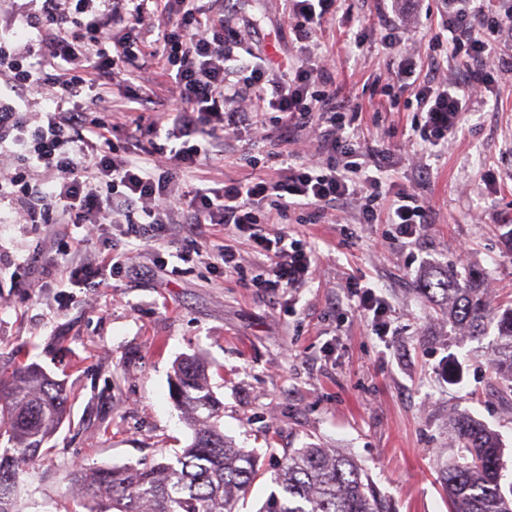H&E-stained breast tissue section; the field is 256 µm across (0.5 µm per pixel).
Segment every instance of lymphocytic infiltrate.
I'll return each instance as SVG.
<instances>
[{
    "label": "lymphocytic infiltrate",
    "mask_w": 512,
    "mask_h": 512,
    "mask_svg": "<svg viewBox=\"0 0 512 512\" xmlns=\"http://www.w3.org/2000/svg\"><path fill=\"white\" fill-rule=\"evenodd\" d=\"M291 29L300 44V62L274 68L265 54L241 56L240 41L224 36L223 19H203L198 0H39L31 22L36 41L19 43L0 31V77L11 99H0V151L16 149L23 171H0V202L22 209L29 224H77L85 238L103 226L122 223L141 242H164L172 220L184 241L205 239L206 227L224 224L247 232L254 247L270 254L274 266L252 276L256 288L285 290L311 278L317 263L304 240L288 232L270 233L271 216L305 210L310 220L365 187L362 216L368 224L394 225L399 237L415 238L429 220L431 205L397 185L385 184L384 164L393 152L381 139L370 148L346 132L345 114L328 89L330 59L313 36L339 0H284ZM445 50L461 72L459 80L436 79L439 57L421 81L415 61L406 58L393 81L379 85L388 107L399 91L411 90L423 122L422 142H447L471 111L476 98L491 93L496 75L511 61L497 44L512 6L493 0H447ZM160 16L154 41L142 37L146 14ZM121 37H113V29ZM161 62L170 78L173 103L146 97L134 123L148 138L152 166L122 152L112 126L81 106L85 88L108 89L115 78L144 72ZM252 101L243 109L239 100ZM45 109L34 111L37 101ZM321 116L325 126L313 159L286 163L278 179L257 176L224 186H184L173 172L200 164L224 144L226 134L260 128L264 138L287 147L297 129ZM55 172L51 184L37 171ZM27 265L33 278L24 287L41 288L46 277L59 287H90L97 269L70 263L48 267L39 256Z\"/></svg>",
    "instance_id": "1"
}]
</instances>
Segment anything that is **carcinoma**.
<instances>
[{
  "label": "carcinoma",
  "instance_id": "1",
  "mask_svg": "<svg viewBox=\"0 0 512 512\" xmlns=\"http://www.w3.org/2000/svg\"><path fill=\"white\" fill-rule=\"evenodd\" d=\"M424 291L445 307L448 327L469 336L495 327L490 366L512 384V303L492 307L480 274L461 280L453 270L428 278ZM171 395L192 431L191 443L176 453V463L149 468L75 467L70 473L84 512H235L259 474L258 460L224 437V405L213 392L205 363L184 357L174 368ZM65 382L36 365L0 374V512H25L19 497L20 465L38 458L43 445L67 418ZM451 431L456 457L442 481L449 512H512V486L501 484V444L479 422L460 415ZM346 455L312 446L291 453L274 474L278 491L259 512H380L369 481Z\"/></svg>",
  "mask_w": 512,
  "mask_h": 512
}]
</instances>
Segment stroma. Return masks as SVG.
I'll use <instances>...</instances> for the list:
<instances>
[{
    "instance_id": "35a3bbf8",
    "label": "stroma",
    "mask_w": 512,
    "mask_h": 512,
    "mask_svg": "<svg viewBox=\"0 0 512 512\" xmlns=\"http://www.w3.org/2000/svg\"><path fill=\"white\" fill-rule=\"evenodd\" d=\"M414 19L395 43L374 41L359 57L346 50L362 26L391 17L388 0H345L314 42L335 55L337 100L360 104L346 122L357 137L389 136L395 151L388 180L431 200L433 213L417 238L397 237L389 224H366L356 203L337 205L318 223L289 215V234L318 254L312 280L286 292L251 287L214 268L209 252L182 262L169 248L125 237L120 224L82 242L81 228L56 235L48 224H25L0 210V371L18 362L65 380L69 417L48 453L22 475L26 512L75 507L73 466L143 468L173 457L191 432L170 397L176 361L197 355L210 366L224 404V435L253 451L264 470L238 512H257L270 476L288 451L316 446L354 458L368 474L383 512H448L440 472L457 454L451 419L469 415L498 434L503 481L512 482V396L488 364L490 337L449 334L419 286L428 270L478 269L493 303L512 300V78L496 98L468 113L462 132L429 157L407 147L421 116L404 105L380 108L377 77L397 70L406 54L427 55L444 35L442 0H414ZM224 34L263 51L273 62L294 59L283 0H224ZM152 90L170 97L161 65L144 77L117 79L102 122L118 126L128 152L144 139L126 107ZM246 133L230 134L223 151L184 170L182 183L222 186L257 171L250 153L270 152ZM428 176H421V165ZM208 243L227 244L248 275L268 269L246 233L210 227ZM72 259L102 271L95 287L61 288L48 281L32 293L22 282L25 260ZM125 256L111 270L113 253ZM376 287L391 330L378 334L355 309L351 282Z\"/></svg>"
}]
</instances>
